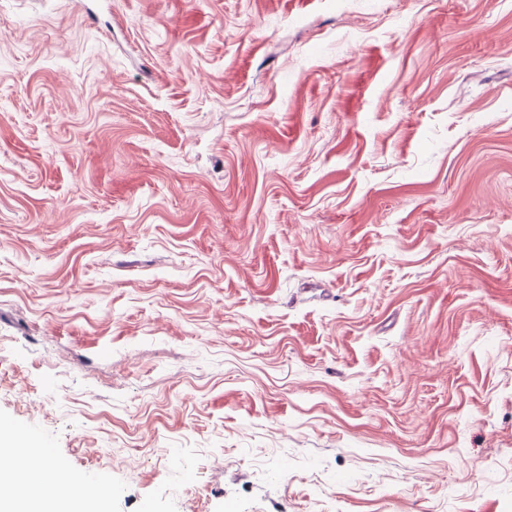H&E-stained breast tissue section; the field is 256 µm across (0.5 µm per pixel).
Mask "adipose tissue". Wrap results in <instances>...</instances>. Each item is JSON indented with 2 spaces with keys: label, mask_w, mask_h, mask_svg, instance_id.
<instances>
[{
  "label": "adipose tissue",
  "mask_w": 512,
  "mask_h": 512,
  "mask_svg": "<svg viewBox=\"0 0 512 512\" xmlns=\"http://www.w3.org/2000/svg\"><path fill=\"white\" fill-rule=\"evenodd\" d=\"M23 459V469H11L10 477L0 480V512H69L68 503L47 505L42 490L53 484L73 492L77 502L88 504L108 498L107 487L97 481L75 476L65 464L52 460L45 451L20 456L18 447L0 442V458Z\"/></svg>",
  "instance_id": "obj_1"
}]
</instances>
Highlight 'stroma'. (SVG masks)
<instances>
[{"instance_id": "stroma-1", "label": "stroma", "mask_w": 512, "mask_h": 512, "mask_svg": "<svg viewBox=\"0 0 512 512\" xmlns=\"http://www.w3.org/2000/svg\"><path fill=\"white\" fill-rule=\"evenodd\" d=\"M0 426L103 512H512V0H0Z\"/></svg>"}]
</instances>
